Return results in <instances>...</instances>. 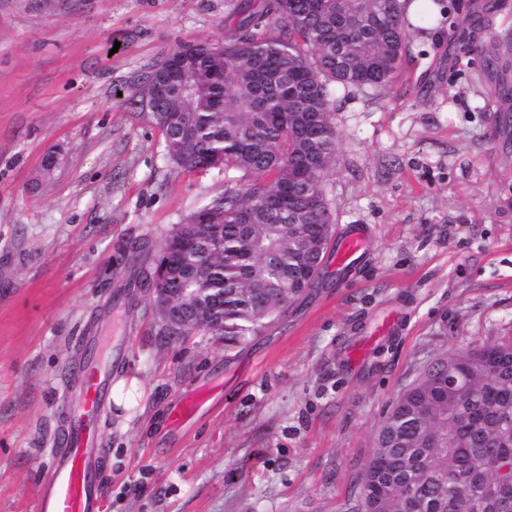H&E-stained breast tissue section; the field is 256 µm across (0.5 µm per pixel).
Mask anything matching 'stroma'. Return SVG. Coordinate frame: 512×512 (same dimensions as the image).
<instances>
[{
	"label": "stroma",
	"mask_w": 512,
	"mask_h": 512,
	"mask_svg": "<svg viewBox=\"0 0 512 512\" xmlns=\"http://www.w3.org/2000/svg\"><path fill=\"white\" fill-rule=\"evenodd\" d=\"M468 2L443 0L449 17L409 28L388 97L355 94L333 117L336 231L367 229L363 255L328 263L259 335L162 346L123 241L158 248L249 178L170 164L136 87L178 46L223 43L227 4L0 0V512H34L88 336L121 337L112 375L144 389L127 426L110 405L99 417L101 512H350L403 387L512 326V127L483 108L512 83V0H482L468 41L449 45ZM218 381L223 395L173 431L170 407Z\"/></svg>",
	"instance_id": "obj_1"
}]
</instances>
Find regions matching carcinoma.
Listing matches in <instances>:
<instances>
[{
  "label": "carcinoma",
  "mask_w": 512,
  "mask_h": 512,
  "mask_svg": "<svg viewBox=\"0 0 512 512\" xmlns=\"http://www.w3.org/2000/svg\"><path fill=\"white\" fill-rule=\"evenodd\" d=\"M411 0H231L224 46H187L190 85L149 112L166 157L206 170L214 153L252 177L186 215L156 254L129 243L134 283L176 294L219 282L207 308L224 340L261 332L315 287L336 232L327 181L336 162L334 113L354 92L382 98L408 55ZM224 243V255L213 253ZM437 371L396 397L359 475L352 512H512V331L438 357Z\"/></svg>",
  "instance_id": "1"
}]
</instances>
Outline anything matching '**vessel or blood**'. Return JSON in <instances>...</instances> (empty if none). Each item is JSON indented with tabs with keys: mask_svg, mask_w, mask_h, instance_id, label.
I'll list each match as a JSON object with an SVG mask.
<instances>
[{
	"mask_svg": "<svg viewBox=\"0 0 512 512\" xmlns=\"http://www.w3.org/2000/svg\"><path fill=\"white\" fill-rule=\"evenodd\" d=\"M366 245L364 229L350 230L337 246V264L353 263ZM111 385L109 364L92 357L83 367L79 389L64 393L63 403L70 420L57 438L49 463L50 476L39 487L35 512H99L104 487L98 448V410ZM220 391L219 385L212 384L185 394L168 413L171 429L185 428Z\"/></svg>",
	"mask_w": 512,
	"mask_h": 512,
	"instance_id": "b4317fda",
	"label": "vessel or blood"
}]
</instances>
